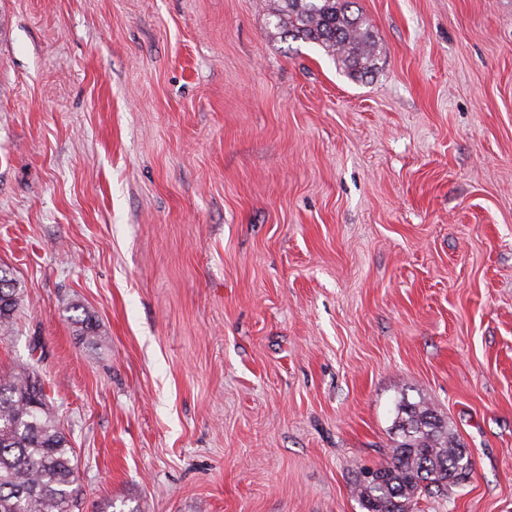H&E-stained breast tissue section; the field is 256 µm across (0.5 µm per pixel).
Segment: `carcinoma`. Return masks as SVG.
Wrapping results in <instances>:
<instances>
[{"label":"carcinoma","instance_id":"carcinoma-1","mask_svg":"<svg viewBox=\"0 0 512 512\" xmlns=\"http://www.w3.org/2000/svg\"><path fill=\"white\" fill-rule=\"evenodd\" d=\"M354 0H271L282 39L315 44L361 77L375 69L376 41ZM18 289L0 274V331L12 325ZM402 441L374 470L360 471L357 496L366 512H409L423 495L469 478L472 462L448 422L422 402L397 406ZM74 448L50 412L34 363L0 376V512H73Z\"/></svg>","mask_w":512,"mask_h":512}]
</instances>
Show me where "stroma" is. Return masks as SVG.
Instances as JSON below:
<instances>
[{
	"label": "stroma",
	"mask_w": 512,
	"mask_h": 512,
	"mask_svg": "<svg viewBox=\"0 0 512 512\" xmlns=\"http://www.w3.org/2000/svg\"><path fill=\"white\" fill-rule=\"evenodd\" d=\"M355 2L363 78L270 0H0V375L74 512H363L403 396L472 461L412 512H512V0ZM0 331L5 332L12 325L18 305V289L6 272L0 270Z\"/></svg>",
	"instance_id": "obj_1"
}]
</instances>
